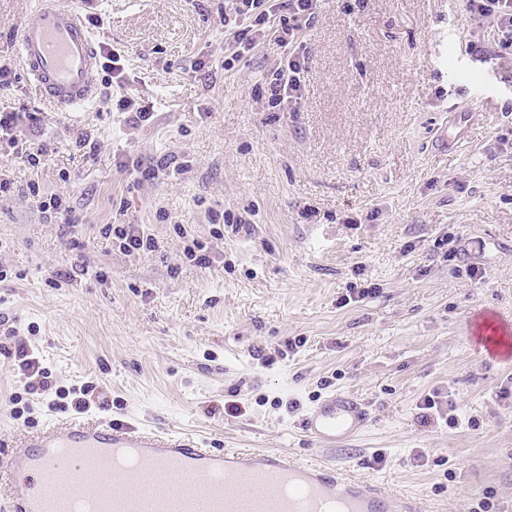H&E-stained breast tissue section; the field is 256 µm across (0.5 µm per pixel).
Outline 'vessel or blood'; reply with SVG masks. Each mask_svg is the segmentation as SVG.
<instances>
[{
  "label": "vessel or blood",
  "mask_w": 512,
  "mask_h": 512,
  "mask_svg": "<svg viewBox=\"0 0 512 512\" xmlns=\"http://www.w3.org/2000/svg\"><path fill=\"white\" fill-rule=\"evenodd\" d=\"M22 67L37 93L57 112H75L98 93L101 53L82 11L67 0H41L17 31ZM371 422L358 397L331 391L301 420L322 446L361 435ZM55 468L62 491L52 506L39 495L44 469ZM186 468L199 486L173 496ZM0 512H88L79 495L92 488L89 512H427L422 498L395 495L331 463L306 462L283 451L213 448L175 431L136 420L72 416L32 436L10 441L0 455Z\"/></svg>",
  "instance_id": "1"
}]
</instances>
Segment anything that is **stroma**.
<instances>
[{
	"mask_svg": "<svg viewBox=\"0 0 512 512\" xmlns=\"http://www.w3.org/2000/svg\"><path fill=\"white\" fill-rule=\"evenodd\" d=\"M69 2L121 74L101 71L96 102L63 114L18 55L39 0H0V113L39 115L0 143V322L55 381L30 391L0 354V454L67 418L57 390L90 382L118 421L334 463L430 512H512V361L478 340L483 320L512 317V57L467 48L491 44L489 27L463 0H319L299 108L271 112L261 80L280 49L235 58L224 0ZM110 96L153 114L133 123ZM26 143L46 145L38 166L21 163ZM127 160L181 170L134 183ZM30 184L66 197L75 226L44 219ZM121 222L147 225L155 249L121 252L102 233ZM194 240L209 268L185 257ZM78 253L89 276L51 284ZM289 340L273 365L252 355ZM329 386L373 412L343 447L300 428ZM436 391L445 415L421 424Z\"/></svg>",
	"mask_w": 512,
	"mask_h": 512,
	"instance_id": "1",
	"label": "stroma"
}]
</instances>
